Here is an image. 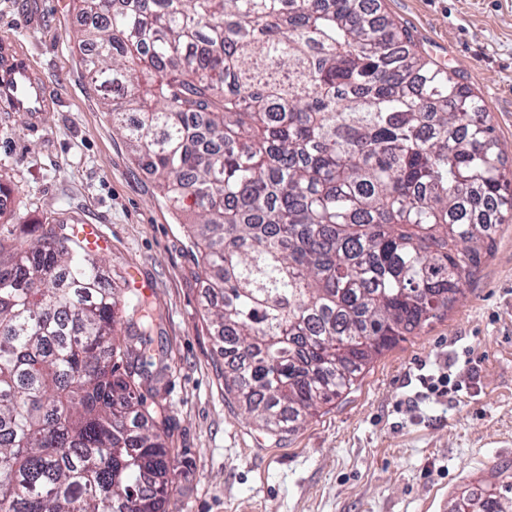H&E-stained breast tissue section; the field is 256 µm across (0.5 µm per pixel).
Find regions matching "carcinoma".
<instances>
[{
	"instance_id": "carcinoma-1",
	"label": "carcinoma",
	"mask_w": 512,
	"mask_h": 512,
	"mask_svg": "<svg viewBox=\"0 0 512 512\" xmlns=\"http://www.w3.org/2000/svg\"><path fill=\"white\" fill-rule=\"evenodd\" d=\"M112 130L187 220L224 394L278 435L448 316L512 218L490 113L380 0H77ZM151 303L59 224L0 258V512H164ZM458 512H512V483Z\"/></svg>"
}]
</instances>
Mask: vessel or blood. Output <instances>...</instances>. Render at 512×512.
Here are the masks:
<instances>
[{
  "mask_svg": "<svg viewBox=\"0 0 512 512\" xmlns=\"http://www.w3.org/2000/svg\"><path fill=\"white\" fill-rule=\"evenodd\" d=\"M0 103L29 113L35 122L50 103L47 88L36 77L29 58L10 42L0 44Z\"/></svg>",
  "mask_w": 512,
  "mask_h": 512,
  "instance_id": "obj_1",
  "label": "vessel or blood"
}]
</instances>
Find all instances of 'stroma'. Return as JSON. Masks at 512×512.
<instances>
[{
    "instance_id": "35a3bbf8",
    "label": "stroma",
    "mask_w": 512,
    "mask_h": 512,
    "mask_svg": "<svg viewBox=\"0 0 512 512\" xmlns=\"http://www.w3.org/2000/svg\"><path fill=\"white\" fill-rule=\"evenodd\" d=\"M415 45L459 70L512 168V0H382ZM75 0H0V41L20 46L53 100L40 130L0 107V238L95 224V256L156 310L167 353L166 512H452L467 489L512 476V223L446 319L405 337L355 388L279 439L224 394L194 239L136 163L83 63ZM462 382L440 401L420 375Z\"/></svg>"
}]
</instances>
